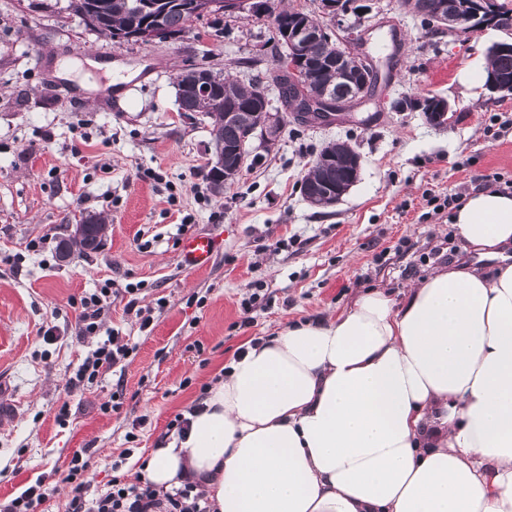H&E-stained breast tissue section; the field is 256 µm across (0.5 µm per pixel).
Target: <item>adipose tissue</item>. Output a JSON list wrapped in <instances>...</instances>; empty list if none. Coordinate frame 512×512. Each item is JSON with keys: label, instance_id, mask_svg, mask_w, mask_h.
<instances>
[{"label": "adipose tissue", "instance_id": "ef3b65f1", "mask_svg": "<svg viewBox=\"0 0 512 512\" xmlns=\"http://www.w3.org/2000/svg\"><path fill=\"white\" fill-rule=\"evenodd\" d=\"M451 221L465 258L249 343L143 480L212 512H512V194Z\"/></svg>", "mask_w": 512, "mask_h": 512}]
</instances>
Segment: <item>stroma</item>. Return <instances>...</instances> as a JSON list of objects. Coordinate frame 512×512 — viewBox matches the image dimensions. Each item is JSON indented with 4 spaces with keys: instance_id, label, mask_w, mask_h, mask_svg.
<instances>
[{
    "instance_id": "stroma-1",
    "label": "stroma",
    "mask_w": 512,
    "mask_h": 512,
    "mask_svg": "<svg viewBox=\"0 0 512 512\" xmlns=\"http://www.w3.org/2000/svg\"><path fill=\"white\" fill-rule=\"evenodd\" d=\"M66 5L0 0V503L41 480L55 489L45 512H69L63 478L80 449L94 451L92 489L116 472L134 480L132 461L163 447L176 414L247 342L337 313L369 288L402 297L451 263L463 241L435 200L486 175L498 176L497 190L512 185V95L469 79L506 41L497 28L451 39L397 0H374L391 22L368 46L382 75L374 96L324 125L289 122L274 150L252 142L217 195L204 168L208 122L182 116L176 78L252 56L267 28L207 15L179 39L140 44L99 37ZM430 95L447 99V126L396 108ZM333 141L360 154L358 181L314 208L302 180ZM96 214L110 225L99 249L59 258L69 226ZM197 233L220 245L190 268L180 244ZM107 279L103 328L132 352L71 393L95 346L79 338L73 302ZM131 283L141 286L133 295ZM49 328L52 343L42 339ZM114 398L120 410L104 411Z\"/></svg>"
}]
</instances>
